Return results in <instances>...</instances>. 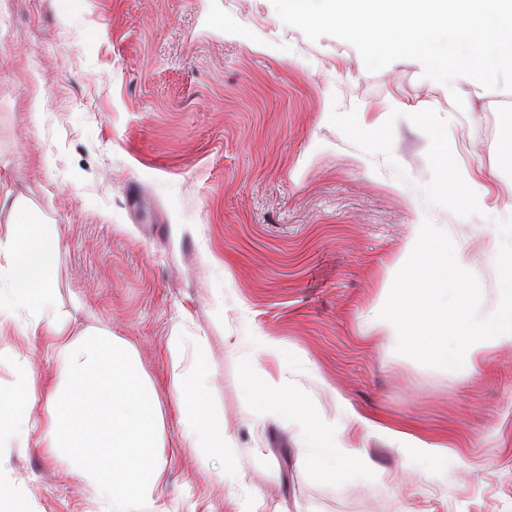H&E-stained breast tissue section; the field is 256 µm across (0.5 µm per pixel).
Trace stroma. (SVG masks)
<instances>
[{"label": "stroma", "mask_w": 512, "mask_h": 512, "mask_svg": "<svg viewBox=\"0 0 512 512\" xmlns=\"http://www.w3.org/2000/svg\"><path fill=\"white\" fill-rule=\"evenodd\" d=\"M228 21L245 39H225ZM511 131L512 91L477 84L456 106L412 60L368 71L271 0H0V240L17 203L55 225L71 325L135 352L164 422L160 512H224L231 495L280 512H512V348L449 371L376 323L421 222L448 242L442 267L468 255L470 305L496 304ZM462 168L487 173L486 207L446 193ZM255 336L284 348L291 388L328 424L349 406L374 419L363 465L319 479L298 425L245 402V371L272 368ZM174 338L183 365L203 360L226 459L183 441ZM26 364L56 373L62 358L0 336V390ZM394 430L447 460L406 463ZM0 484L20 512H99L62 454L2 441Z\"/></svg>", "instance_id": "35a3bbf8"}]
</instances>
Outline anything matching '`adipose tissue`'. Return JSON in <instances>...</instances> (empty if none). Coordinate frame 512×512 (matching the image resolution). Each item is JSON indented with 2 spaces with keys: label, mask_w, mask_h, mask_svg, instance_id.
Instances as JSON below:
<instances>
[{
  "label": "adipose tissue",
  "mask_w": 512,
  "mask_h": 512,
  "mask_svg": "<svg viewBox=\"0 0 512 512\" xmlns=\"http://www.w3.org/2000/svg\"><path fill=\"white\" fill-rule=\"evenodd\" d=\"M13 236L0 241V334L13 322V309L27 318L21 335L42 342L61 354L59 375L25 370L10 395L0 394V438L14 437L20 447L35 443L48 454L67 449L81 477L95 490L102 512H155L164 480L163 420L155 398L131 355L109 334L84 332L71 337L66 314L53 310L57 293L54 270L60 238L53 225L33 224L17 214ZM428 225L421 224L406 252L417 265L400 266L391 294V314L380 330L397 346L433 361L455 366L477 365L485 350L512 347V250L498 253V301L474 311L465 288L448 310L432 305L430 294L447 284L448 271L438 270L446 251ZM203 366H173L170 382L182 403L183 439L203 454L223 455L228 441L223 419L206 412L202 401ZM245 396L266 413L296 420L302 436L317 453L312 470L317 477H336V461L356 464L364 459L355 446L342 441L315 412L288 391L284 379L271 374L245 373ZM43 402L38 431H31L29 411Z\"/></svg>",
  "instance_id": "obj_1"
}]
</instances>
